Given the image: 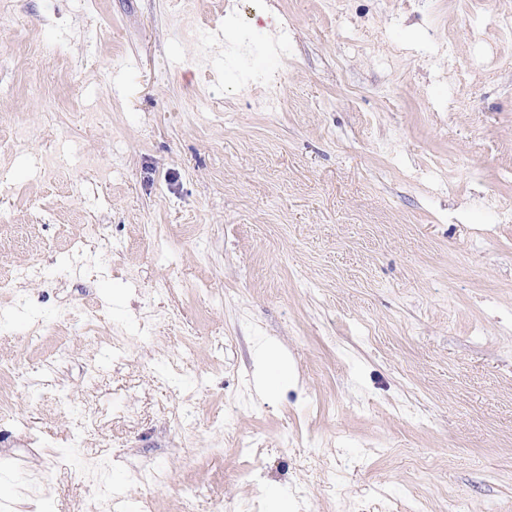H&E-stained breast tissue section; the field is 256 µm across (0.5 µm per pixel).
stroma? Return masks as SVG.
Listing matches in <instances>:
<instances>
[{
    "instance_id": "1",
    "label": "stroma",
    "mask_w": 512,
    "mask_h": 512,
    "mask_svg": "<svg viewBox=\"0 0 512 512\" xmlns=\"http://www.w3.org/2000/svg\"><path fill=\"white\" fill-rule=\"evenodd\" d=\"M501 14L0 0V512H512Z\"/></svg>"
}]
</instances>
